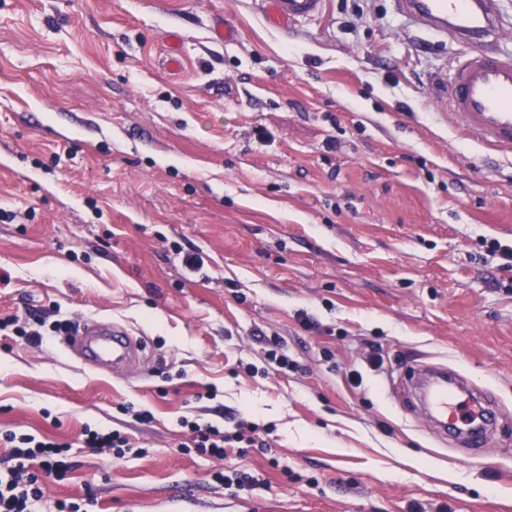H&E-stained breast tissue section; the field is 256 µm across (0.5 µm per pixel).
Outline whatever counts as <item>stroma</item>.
<instances>
[{"label": "stroma", "mask_w": 512, "mask_h": 512, "mask_svg": "<svg viewBox=\"0 0 512 512\" xmlns=\"http://www.w3.org/2000/svg\"><path fill=\"white\" fill-rule=\"evenodd\" d=\"M459 53L395 0L285 33L257 0H0V318L152 347L114 372L63 333L0 335V432L73 464L39 512H512V268L489 249L512 245V156L449 116ZM435 365L494 401L479 450L418 409ZM184 418L265 445L202 454ZM84 441L89 448L112 450V455L117 458L124 457L133 448L129 439L118 430L100 431L87 427L84 430Z\"/></svg>", "instance_id": "1"}]
</instances>
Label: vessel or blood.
I'll list each match as a JSON object with an SVG mask.
<instances>
[{
  "label": "vessel or blood",
  "instance_id": "1",
  "mask_svg": "<svg viewBox=\"0 0 512 512\" xmlns=\"http://www.w3.org/2000/svg\"><path fill=\"white\" fill-rule=\"evenodd\" d=\"M327 0H261V12L272 26L312 19ZM399 10L415 26L442 34L452 32L463 60L448 82L451 113L484 146L512 153V54L496 48L504 30L496 0H397ZM84 362L126 369L144 343L124 327L93 318L82 319L71 337ZM466 386L450 387L444 375L429 381L423 398L435 419L463 430L481 445L484 426L468 425L460 403Z\"/></svg>",
  "mask_w": 512,
  "mask_h": 512
}]
</instances>
